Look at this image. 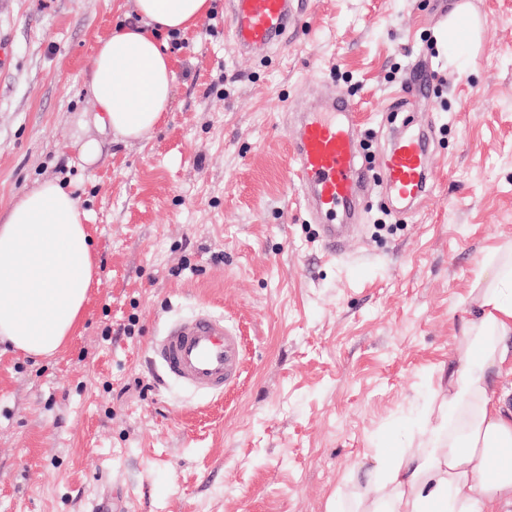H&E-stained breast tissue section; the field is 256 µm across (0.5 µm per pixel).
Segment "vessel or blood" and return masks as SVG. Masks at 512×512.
Here are the masks:
<instances>
[{
    "label": "vessel or blood",
    "instance_id": "obj_1",
    "mask_svg": "<svg viewBox=\"0 0 512 512\" xmlns=\"http://www.w3.org/2000/svg\"><path fill=\"white\" fill-rule=\"evenodd\" d=\"M309 0H227L228 23L237 49L248 51L285 42ZM353 103L331 99L329 111H300L292 133L297 180L312 214L320 219L323 247L339 252L346 223L367 178L352 133ZM430 137L415 127L393 138L382 163L381 184L396 199L413 203L429 189ZM152 362L170 382L206 396L223 395L241 371L243 349L237 330L206 310L169 322L151 343Z\"/></svg>",
    "mask_w": 512,
    "mask_h": 512
}]
</instances>
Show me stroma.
Instances as JSON below:
<instances>
[{"mask_svg":"<svg viewBox=\"0 0 512 512\" xmlns=\"http://www.w3.org/2000/svg\"><path fill=\"white\" fill-rule=\"evenodd\" d=\"M465 4L477 37L449 47ZM132 0H0V218L52 180L79 198L99 280L48 358L0 345V512H329L371 449L420 440L491 248L512 247V0H312L280 48L242 52L224 0L168 55L170 108L146 139L101 132L95 50ZM429 192L378 185L392 103L417 64ZM372 146L352 236L318 241L291 162L293 108L331 93ZM94 138L102 157L78 160ZM204 308L242 339L222 398L160 386L148 347ZM132 335H124L125 326Z\"/></svg>","mask_w":512,"mask_h":512,"instance_id":"stroma-1","label":"stroma"}]
</instances>
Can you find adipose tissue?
<instances>
[{"instance_id":"adipose-tissue-1","label":"adipose tissue","mask_w":512,"mask_h":512,"mask_svg":"<svg viewBox=\"0 0 512 512\" xmlns=\"http://www.w3.org/2000/svg\"><path fill=\"white\" fill-rule=\"evenodd\" d=\"M211 0H133L134 23L101 40L88 87L102 128L148 137L173 92L160 32L195 28ZM457 359L441 370L424 442L377 451L356 495L336 512H499L512 505V411L495 382L512 373V250L494 249ZM95 268L78 199L54 181L20 195L0 221V341L49 357L76 335Z\"/></svg>"}]
</instances>
